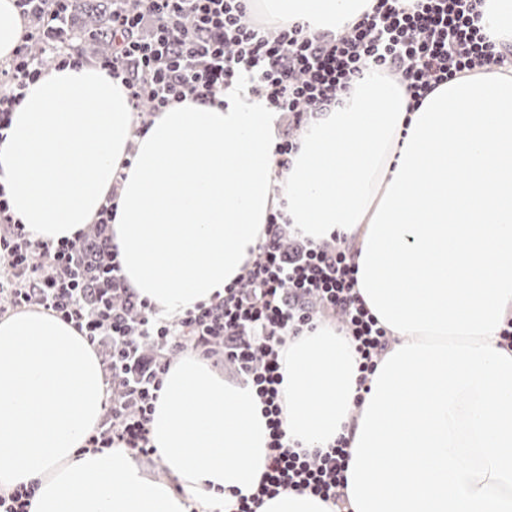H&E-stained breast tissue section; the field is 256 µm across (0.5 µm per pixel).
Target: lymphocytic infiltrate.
I'll return each mask as SVG.
<instances>
[{
	"label": "lymphocytic infiltrate",
	"mask_w": 512,
	"mask_h": 512,
	"mask_svg": "<svg viewBox=\"0 0 512 512\" xmlns=\"http://www.w3.org/2000/svg\"><path fill=\"white\" fill-rule=\"evenodd\" d=\"M48 0H15L25 30L12 58L0 65V142L29 84L46 71L32 45L43 43L58 69L85 65L63 37L61 8ZM137 10L112 12V50L96 64L121 80L133 112L164 111L190 97L216 103L226 87L245 80L294 127L341 103L352 84L368 74L401 83L409 109L421 106L441 84L490 70L512 56L477 25L479 0H376L370 12L338 34L311 33L302 24L268 28L247 19V0H140ZM283 208L244 275L222 299L198 304L166 319L128 286L119 252L108 245L105 266L111 290L84 277V244L90 233L51 243L33 238L10 211L0 188V316L22 308L51 312L72 324L92 346H109L103 358L108 400L102 423L87 440L100 451L117 445L136 458L156 456L150 422L163 375L176 352L192 345L205 360L236 362L264 404L269 454L256 491L239 497L235 512H258L264 499L286 490L308 492L343 512L349 440L300 449L284 428L279 404L280 347L285 337L337 320L358 356L360 383H367L391 342L390 330L366 307L355 286L352 245L328 247L306 240L281 246Z\"/></svg>",
	"instance_id": "1"
}]
</instances>
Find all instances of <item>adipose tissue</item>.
Masks as SVG:
<instances>
[{"instance_id": "obj_1", "label": "adipose tissue", "mask_w": 512, "mask_h": 512, "mask_svg": "<svg viewBox=\"0 0 512 512\" xmlns=\"http://www.w3.org/2000/svg\"><path fill=\"white\" fill-rule=\"evenodd\" d=\"M372 0H251L273 23L342 31ZM479 27L512 44V0H481ZM280 114L230 85L219 105L187 99L135 134L125 87L98 67L50 70L30 86L0 143V184L35 238L57 242L94 223L113 176L126 177L112 241L135 292L165 316L212 302L246 271L285 200L301 236L362 245L393 177L412 115L403 86L355 82L300 137L276 178ZM283 426L304 448L355 437L363 411L354 350L330 324L281 350ZM103 366L73 326L43 311L0 318V489L36 483L31 512H234L265 471L269 430L249 385L185 355L162 380L150 424L170 479L146 476L121 448L85 440L103 419Z\"/></svg>"}]
</instances>
